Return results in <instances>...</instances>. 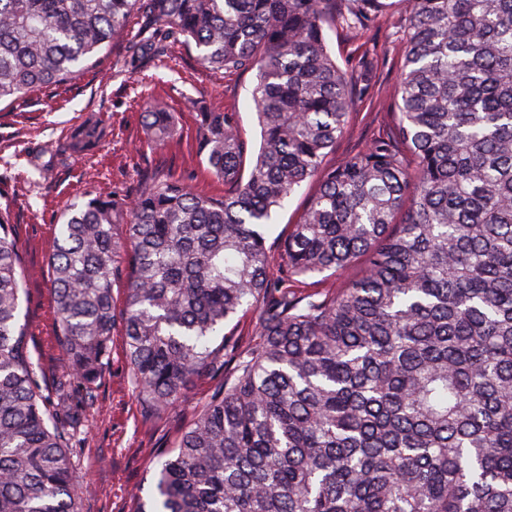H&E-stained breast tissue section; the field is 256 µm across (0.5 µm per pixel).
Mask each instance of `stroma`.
Instances as JSON below:
<instances>
[{
  "instance_id": "1",
  "label": "stroma",
  "mask_w": 512,
  "mask_h": 512,
  "mask_svg": "<svg viewBox=\"0 0 512 512\" xmlns=\"http://www.w3.org/2000/svg\"><path fill=\"white\" fill-rule=\"evenodd\" d=\"M403 22L384 14L366 27L327 26V45L337 64L352 72L361 95L346 134L327 159L335 165L387 132L397 110L394 91L401 80ZM255 72H227L205 64L196 49L177 43L166 56L129 62L123 42L112 43L99 59L66 84L36 88L14 102L0 104V206L12 211L13 237L22 257L25 293L20 322L39 367L43 394L54 391L63 369L56 342L54 294L48 259L54 250L59 217L88 194L132 199L142 179L158 168L182 178L197 194L220 197L224 184L205 168L198 151L200 105L235 113L248 154L260 144L252 90ZM173 112L176 133L164 146L148 143L143 114L154 102ZM100 122V138L87 154L62 152L67 131ZM56 155L48 170L28 165L46 149ZM316 183L302 184L266 232L270 252H278L307 209ZM111 353L86 412L74 455L80 481L81 512H133L132 491L149 496L151 477L164 459L165 443L188 425L212 382H191L172 409L145 417L133 389L122 321L112 329Z\"/></svg>"
}]
</instances>
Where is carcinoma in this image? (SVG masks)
Returning a JSON list of instances; mask_svg holds the SVG:
<instances>
[{"label":"carcinoma","instance_id":"1","mask_svg":"<svg viewBox=\"0 0 512 512\" xmlns=\"http://www.w3.org/2000/svg\"><path fill=\"white\" fill-rule=\"evenodd\" d=\"M390 7L406 22L394 123L329 167L356 98L326 44L329 0H0V102L65 83L116 39L132 61L180 41L257 70L261 135L246 174L234 113H201L221 198L157 172L128 205L65 210L51 399L0 206V512H79L72 442L118 313L144 416L214 381L137 512H512V0H345L338 19ZM144 123L157 145L174 131L158 104ZM98 134L86 125L63 150ZM311 180L274 281L264 228ZM357 264L342 286L294 287ZM251 311L248 344H208Z\"/></svg>","mask_w":512,"mask_h":512}]
</instances>
